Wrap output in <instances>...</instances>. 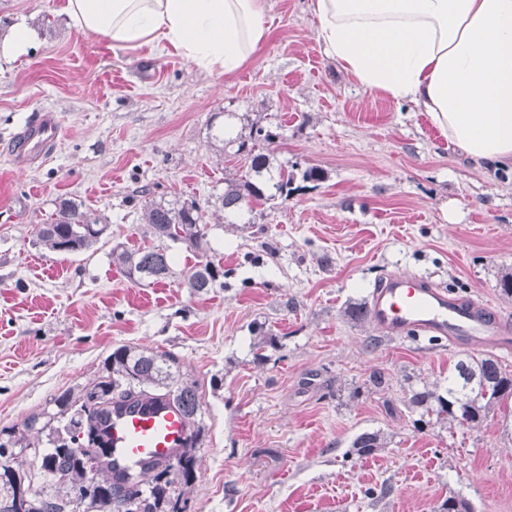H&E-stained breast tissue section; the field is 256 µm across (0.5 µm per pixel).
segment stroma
<instances>
[{"label": "stroma", "instance_id": "obj_1", "mask_svg": "<svg viewBox=\"0 0 512 512\" xmlns=\"http://www.w3.org/2000/svg\"><path fill=\"white\" fill-rule=\"evenodd\" d=\"M64 2L0 0L1 29L39 32L27 55L0 61V430L23 456L46 453L48 433L24 420L54 411L62 392L82 395L129 344L174 354L199 387L187 512H433L453 494L472 512H512V417L452 427L408 406L412 391L447 385L471 346L392 338L342 314L403 273L512 324L498 287L512 269V175L465 158L424 113L325 58L310 0H270L268 41L229 75L69 30ZM46 110L63 139L17 170L12 144ZM221 112L261 119L278 134L265 147L274 163L319 167L323 181L262 206L243 231L206 212L223 287L190 294L179 273L198 257L181 245L173 277L129 280L112 248L153 245L144 202L201 203L244 174L208 139ZM65 198L108 224L76 255L35 237ZM261 325L276 338L262 349ZM365 431L385 445L360 457L350 445Z\"/></svg>", "mask_w": 512, "mask_h": 512}]
</instances>
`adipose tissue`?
Instances as JSON below:
<instances>
[{
	"label": "adipose tissue",
	"mask_w": 512,
	"mask_h": 512,
	"mask_svg": "<svg viewBox=\"0 0 512 512\" xmlns=\"http://www.w3.org/2000/svg\"><path fill=\"white\" fill-rule=\"evenodd\" d=\"M269 0H65L68 26L118 49L175 50L231 74L266 43ZM327 58L425 113L472 161L512 173V0H310Z\"/></svg>",
	"instance_id": "obj_1"
}]
</instances>
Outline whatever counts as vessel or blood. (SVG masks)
I'll use <instances>...</instances> for the list:
<instances>
[{
    "mask_svg": "<svg viewBox=\"0 0 512 512\" xmlns=\"http://www.w3.org/2000/svg\"><path fill=\"white\" fill-rule=\"evenodd\" d=\"M61 133L54 113H38L13 151L18 165L46 156ZM368 316L393 337L415 334L452 346L512 347V332L504 329L492 308L452 297L412 275L393 274L380 283L373 291ZM186 435V418L173 405L141 404L112 415V451L115 458L130 464L175 456Z\"/></svg>",
    "mask_w": 512,
    "mask_h": 512,
    "instance_id": "1",
    "label": "vessel or blood"
}]
</instances>
